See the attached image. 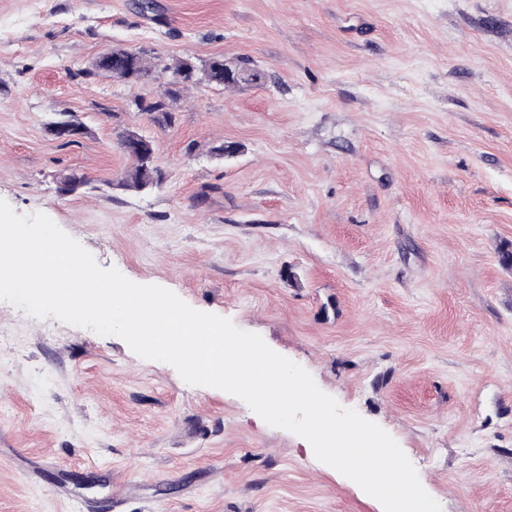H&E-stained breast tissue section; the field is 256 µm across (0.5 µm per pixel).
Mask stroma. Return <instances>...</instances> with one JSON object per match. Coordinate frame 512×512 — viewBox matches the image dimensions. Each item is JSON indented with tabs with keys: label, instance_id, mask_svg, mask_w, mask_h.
Masks as SVG:
<instances>
[{
	"label": "stroma",
	"instance_id": "1",
	"mask_svg": "<svg viewBox=\"0 0 512 512\" xmlns=\"http://www.w3.org/2000/svg\"><path fill=\"white\" fill-rule=\"evenodd\" d=\"M141 2L0 0V199L259 334L442 512H512V0ZM115 48L263 78L189 86L162 128L138 86L76 78ZM129 130L160 188L121 187ZM0 512L383 507L239 397L0 301Z\"/></svg>",
	"mask_w": 512,
	"mask_h": 512
}]
</instances>
